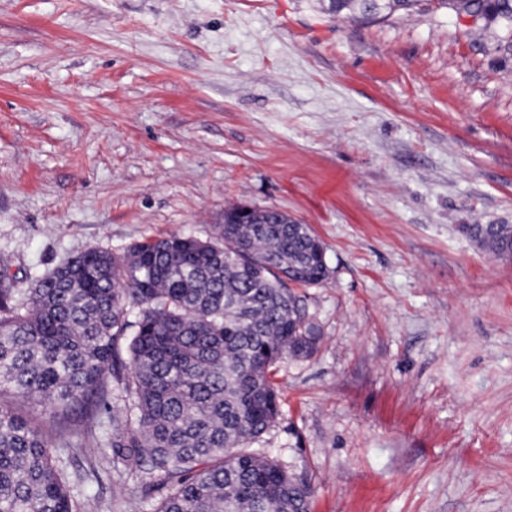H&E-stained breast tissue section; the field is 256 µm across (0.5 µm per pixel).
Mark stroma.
<instances>
[{
    "mask_svg": "<svg viewBox=\"0 0 512 512\" xmlns=\"http://www.w3.org/2000/svg\"><path fill=\"white\" fill-rule=\"evenodd\" d=\"M327 0H0V270L212 239L230 204L326 247L315 355L281 364L256 451L311 512H512V55L421 9ZM93 457V512H151ZM468 235L472 242L497 257L512 254V224H474Z\"/></svg>",
    "mask_w": 512,
    "mask_h": 512,
    "instance_id": "stroma-1",
    "label": "stroma"
}]
</instances>
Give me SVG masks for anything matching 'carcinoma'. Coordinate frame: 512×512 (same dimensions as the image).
<instances>
[{
	"mask_svg": "<svg viewBox=\"0 0 512 512\" xmlns=\"http://www.w3.org/2000/svg\"><path fill=\"white\" fill-rule=\"evenodd\" d=\"M424 3L445 9L468 36L491 31L490 49L512 53V0H335L329 11L384 18ZM224 209L216 240L183 234L118 254L89 249L34 280L24 300L0 273V512H79L64 456L112 449L115 470L160 476L152 512H310L314 490L258 442L280 415L273 374L311 358L319 327L299 287L328 279L311 226L275 208L242 222ZM229 236H224V228ZM469 238L512 254V224H474ZM135 312V319L128 317ZM50 417L101 414L123 403L121 424L51 442L12 407Z\"/></svg>",
	"mask_w": 512,
	"mask_h": 512,
	"instance_id": "obj_1",
	"label": "carcinoma"
}]
</instances>
